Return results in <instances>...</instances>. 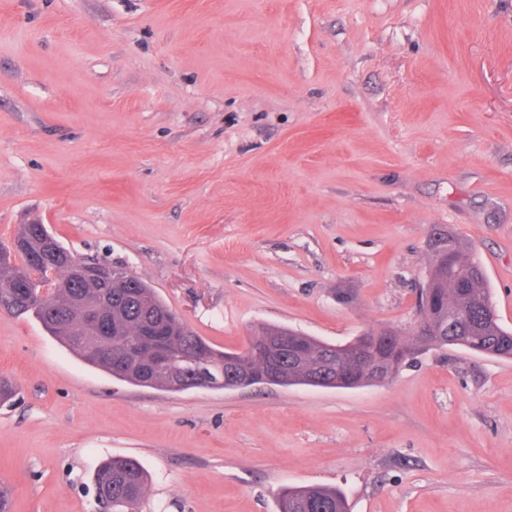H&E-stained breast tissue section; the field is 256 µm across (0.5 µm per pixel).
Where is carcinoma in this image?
<instances>
[{
  "instance_id": "1",
  "label": "carcinoma",
  "mask_w": 512,
  "mask_h": 512,
  "mask_svg": "<svg viewBox=\"0 0 512 512\" xmlns=\"http://www.w3.org/2000/svg\"><path fill=\"white\" fill-rule=\"evenodd\" d=\"M450 239L448 252L431 255L425 288L419 299V314L431 331L406 337L397 332L370 330L350 343L332 345L313 336L267 325L253 336L252 345H264L281 333L287 334V349L271 361L253 355L251 348L239 352L212 347L188 326L155 294L142 279L129 276L130 286L112 290L68 288L44 299L15 305L13 314L38 322L70 352L85 363L134 386L171 391L167 375L149 369L145 362L130 366L112 362L109 353L94 351L84 341L89 332L86 314L72 308L70 298L87 299L94 306L112 307V336H99L104 346L112 343L116 352L135 342L150 325L165 324L178 341L171 357L199 347L210 362L200 370L184 375L192 389L210 382L209 388L233 390L266 383L280 386L305 385L336 389H355L372 384L373 367L398 372L418 350L427 347L460 346L469 351L500 358H512V331L505 329L495 312L483 267L469 243L459 235L443 231ZM355 347L366 354L367 365L345 368V353ZM95 484L110 491L114 512H141L146 492V475L130 458H112L99 468ZM277 512H350L345 494L322 487L283 488L277 493Z\"/></svg>"
}]
</instances>
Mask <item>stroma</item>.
I'll list each match as a JSON object with an SVG mask.
<instances>
[{"label":"stroma","instance_id":"35a3bbf8","mask_svg":"<svg viewBox=\"0 0 512 512\" xmlns=\"http://www.w3.org/2000/svg\"><path fill=\"white\" fill-rule=\"evenodd\" d=\"M43 224L209 344L414 334L433 231L512 329V0H0V245ZM11 512H512V359L447 346L358 389L130 385L0 312ZM146 475L130 458H112L99 468L95 484L110 491L115 512H140L146 492ZM277 512H350V507L339 489L289 487L277 493Z\"/></svg>","mask_w":512,"mask_h":512}]
</instances>
